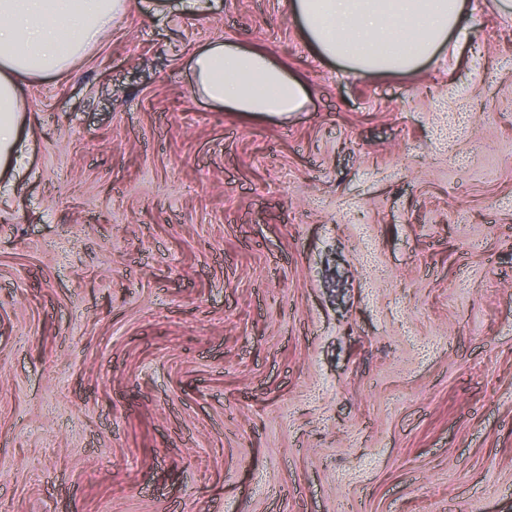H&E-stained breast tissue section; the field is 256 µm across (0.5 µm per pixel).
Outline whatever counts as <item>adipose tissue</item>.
<instances>
[{
  "label": "adipose tissue",
  "instance_id": "ef3b65f1",
  "mask_svg": "<svg viewBox=\"0 0 512 512\" xmlns=\"http://www.w3.org/2000/svg\"><path fill=\"white\" fill-rule=\"evenodd\" d=\"M127 0H0V169L17 157L21 80L61 73L101 42ZM467 0H288V13L320 58L368 74H408L446 48L461 52L474 19ZM193 90L252 116L281 117L308 102L305 85L266 52L232 41L191 58Z\"/></svg>",
  "mask_w": 512,
  "mask_h": 512
}]
</instances>
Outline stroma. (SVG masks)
Listing matches in <instances>:
<instances>
[{
    "instance_id": "obj_1",
    "label": "stroma",
    "mask_w": 512,
    "mask_h": 512,
    "mask_svg": "<svg viewBox=\"0 0 512 512\" xmlns=\"http://www.w3.org/2000/svg\"><path fill=\"white\" fill-rule=\"evenodd\" d=\"M363 75L284 0H128L0 173V512H512V14ZM229 40L307 87L197 97ZM191 70L196 94L234 112L288 116L309 99L305 85L269 54L228 40L200 47Z\"/></svg>"
}]
</instances>
